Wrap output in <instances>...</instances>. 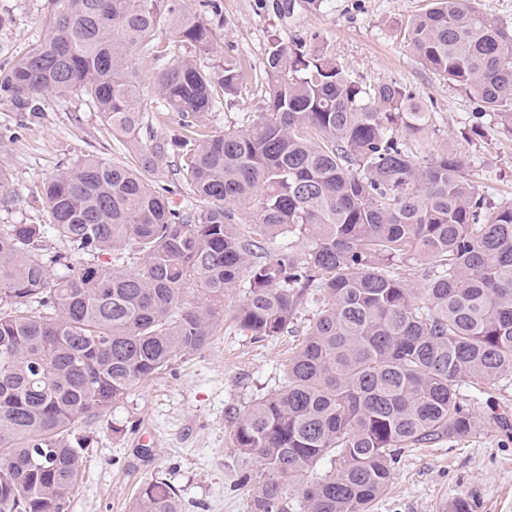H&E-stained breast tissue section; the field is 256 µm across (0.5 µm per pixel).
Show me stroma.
<instances>
[{
    "label": "stroma",
    "mask_w": 512,
    "mask_h": 512,
    "mask_svg": "<svg viewBox=\"0 0 512 512\" xmlns=\"http://www.w3.org/2000/svg\"><path fill=\"white\" fill-rule=\"evenodd\" d=\"M187 2L213 28L198 64L218 67L231 57L243 74L237 95L211 113L212 129H245L257 120L267 98L265 62L272 39L301 38L308 48L330 53L352 80L368 86L395 82L419 96L431 124L426 133L408 137L413 153L457 155L480 194L512 203V130L480 101L424 68L404 40L409 18L431 0H322L316 8L296 0L290 9L278 0ZM41 9L42 0H0V15L11 19L0 28V65L39 38ZM136 66L144 109L158 118L155 137L170 140L177 118L162 112L153 87L157 64L140 54ZM87 154L115 159L119 151L97 112L77 95L51 98L37 113L1 102L0 164L13 177L0 191V228L43 223L42 183ZM315 311L308 305L293 331L265 340L225 321L205 349L173 359L119 404L84 421L81 432L90 440L84 472L62 512H132L142 488L155 479L175 487L183 512H249L251 493L238 481L243 462L233 446L232 421L255 399L285 385L288 359ZM495 409L512 413V380L505 382L496 407L474 405L480 429L469 440L405 450L388 493L372 512H449L464 495L473 499L475 512H512V424L494 421Z\"/></svg>",
    "instance_id": "35a3bbf8"
}]
</instances>
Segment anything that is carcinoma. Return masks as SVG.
Instances as JSON below:
<instances>
[{
    "label": "carcinoma",
    "mask_w": 512,
    "mask_h": 512,
    "mask_svg": "<svg viewBox=\"0 0 512 512\" xmlns=\"http://www.w3.org/2000/svg\"><path fill=\"white\" fill-rule=\"evenodd\" d=\"M166 29L198 50L213 35L185 0H44L42 35L0 67V102L37 112L76 93L133 151L62 166L40 189L45 222L0 233V512H61L89 447L79 421L204 349L237 291L232 317L260 340L321 297L287 384L233 421L238 455L256 465L241 473L256 484L250 512H370L406 449L475 434L462 387L492 403L512 376V206L479 194L460 158L409 152L400 133L430 122L412 92L354 81L300 38L272 44L268 98L244 130L208 129L215 90L241 84L236 62L211 71L184 56L156 72L178 117L170 168L134 67L136 53L167 57ZM406 39L512 129V28L469 0H433ZM168 168L208 206L171 208L150 179ZM50 237L67 251L45 253ZM286 238L306 242L301 257L272 247ZM414 255L428 265L419 289L398 272ZM134 512L182 508L156 480Z\"/></svg>",
    "instance_id": "carcinoma-1"
}]
</instances>
